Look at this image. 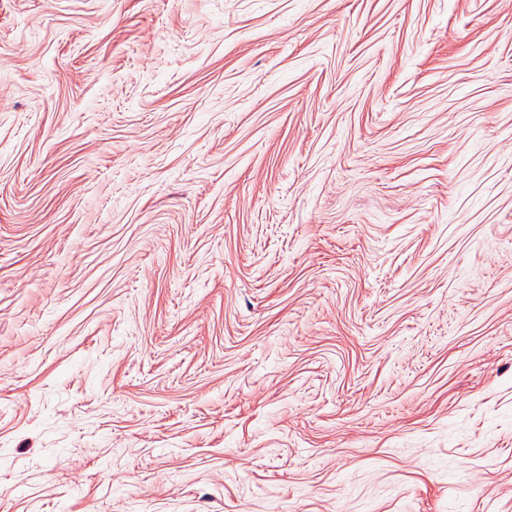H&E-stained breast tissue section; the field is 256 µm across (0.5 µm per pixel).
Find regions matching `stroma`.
Segmentation results:
<instances>
[{
  "instance_id": "35a3bbf8",
  "label": "stroma",
  "mask_w": 512,
  "mask_h": 512,
  "mask_svg": "<svg viewBox=\"0 0 512 512\" xmlns=\"http://www.w3.org/2000/svg\"><path fill=\"white\" fill-rule=\"evenodd\" d=\"M0 512H512V0H0Z\"/></svg>"
}]
</instances>
